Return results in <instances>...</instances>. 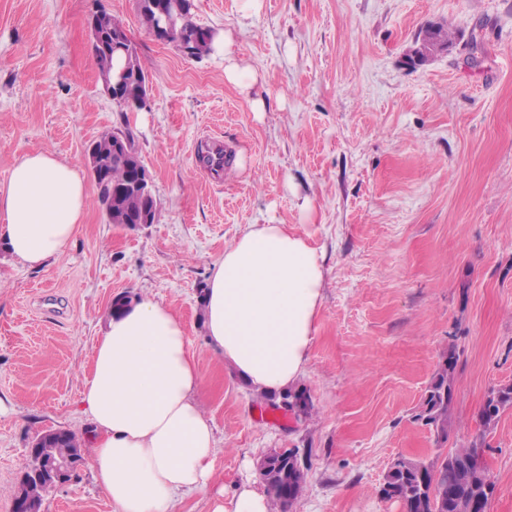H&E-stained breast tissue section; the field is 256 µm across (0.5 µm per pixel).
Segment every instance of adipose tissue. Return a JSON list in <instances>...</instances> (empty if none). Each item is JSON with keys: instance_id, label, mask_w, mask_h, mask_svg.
<instances>
[{"instance_id": "adipose-tissue-1", "label": "adipose tissue", "mask_w": 512, "mask_h": 512, "mask_svg": "<svg viewBox=\"0 0 512 512\" xmlns=\"http://www.w3.org/2000/svg\"><path fill=\"white\" fill-rule=\"evenodd\" d=\"M224 74L251 93L257 72L233 34L211 35ZM88 195L76 167L45 152L21 156L0 184V239L30 269L66 252L81 229ZM322 252L284 224H253L210 268L202 297L213 356L245 384L282 392L306 375L323 301ZM202 376L180 316L144 295L109 311L83 377L91 420L90 469L113 512H172L202 494L211 512H269L250 486L212 492L217 438L202 408Z\"/></svg>"}]
</instances>
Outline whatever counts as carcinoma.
Returning <instances> with one entry per match:
<instances>
[{"label": "carcinoma", "instance_id": "1", "mask_svg": "<svg viewBox=\"0 0 512 512\" xmlns=\"http://www.w3.org/2000/svg\"><path fill=\"white\" fill-rule=\"evenodd\" d=\"M141 16L148 29L167 32L166 41L176 44L190 56L208 52V32L192 19V0H139ZM426 33L443 46L452 43V31L445 24H431ZM127 40L120 20L106 14L100 19L99 45L93 56L99 75L110 74L117 67L126 69L127 89L120 97L125 101L147 98L148 75L132 45L126 52H112V42ZM124 133H107L92 143V170L100 169L104 176L95 177L99 201L111 224H138L142 214L154 221L159 213L156 199H148L130 188V162L113 153ZM455 346L449 345L442 363L429 384L417 419L429 426L437 440L448 439L452 420ZM512 407V385L490 390L480 411L482 425L493 428L501 409ZM80 441L66 430H57L40 438L37 453L42 458L72 457ZM304 460L298 450L273 452L259 462V476L272 500L273 512H287L298 498L304 483ZM49 490L42 481L30 479L21 484L19 494L42 502ZM495 481L490 471L479 463L477 445L461 448L443 456L423 460L396 461L386 472L380 494L386 499L403 502L406 512H489Z\"/></svg>", "mask_w": 512, "mask_h": 512}]
</instances>
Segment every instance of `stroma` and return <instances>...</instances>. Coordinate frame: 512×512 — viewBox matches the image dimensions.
<instances>
[{"label": "stroma", "instance_id": "obj_1", "mask_svg": "<svg viewBox=\"0 0 512 512\" xmlns=\"http://www.w3.org/2000/svg\"><path fill=\"white\" fill-rule=\"evenodd\" d=\"M119 19L149 75L145 109L104 91L87 20ZM259 74L263 110L212 55L157 39L138 0H0V183L23 154L73 163L84 223L40 270L0 247V512L36 437H85L83 373L121 295L149 293L188 329L215 425V487L232 496L271 450L307 459L289 512H405L379 487L399 459L477 444L512 512V407L484 430L490 389L512 383V0H194ZM459 37L429 64L405 55L428 23ZM132 135L153 181L151 224H111L84 159L102 133ZM231 157L222 182L201 142ZM253 224H284L325 258L324 300L297 391L308 414L270 412L204 341L210 267ZM455 345L446 441L417 420ZM41 512H112L88 466Z\"/></svg>", "mask_w": 512, "mask_h": 512}]
</instances>
